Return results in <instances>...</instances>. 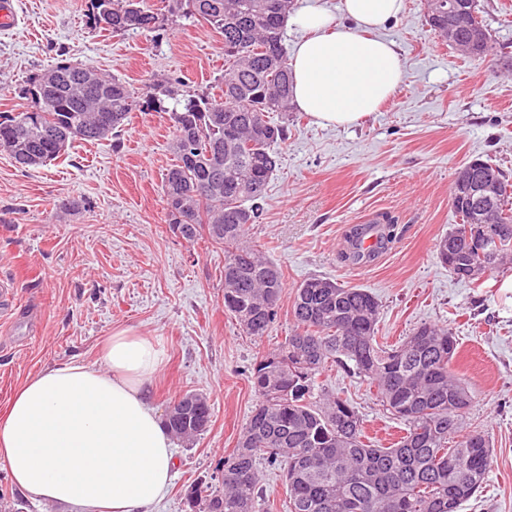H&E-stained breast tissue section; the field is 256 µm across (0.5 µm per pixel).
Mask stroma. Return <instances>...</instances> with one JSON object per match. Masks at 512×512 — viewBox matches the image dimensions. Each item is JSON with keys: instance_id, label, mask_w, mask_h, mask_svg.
<instances>
[{"instance_id": "35a3bbf8", "label": "stroma", "mask_w": 512, "mask_h": 512, "mask_svg": "<svg viewBox=\"0 0 512 512\" xmlns=\"http://www.w3.org/2000/svg\"><path fill=\"white\" fill-rule=\"evenodd\" d=\"M18 26L0 32V112L30 106L27 80L67 59L123 79L136 93L164 77L215 94L224 36L186 18L162 30L115 35L90 25L88 0H18ZM382 35L402 57L396 95L361 124L321 127L293 111L263 215L247 239L280 264L285 290L268 336H244L224 311V250L174 236L165 222L164 173L174 162L169 118L133 112L118 136L78 142L38 168L0 154V280L18 282L24 319L0 322V410L36 374L71 362L104 368L102 349L121 330L163 352L152 380L157 410L206 394L207 432L176 444L175 475L153 512H187L184 491L221 487L220 469L258 402L250 375L259 353L291 332L294 287L312 276L368 290L377 335L394 345L421 323L458 340L453 370L474 398L463 416L493 444L487 482L461 512H512V304L501 274L472 284L449 275L437 241L458 219L456 170L480 158L512 179V54L467 57L442 43L424 0H405ZM386 213L397 236L374 261H342L346 234L367 212ZM326 391L346 395L366 439L387 447L405 433L359 378L326 370Z\"/></svg>"}]
</instances>
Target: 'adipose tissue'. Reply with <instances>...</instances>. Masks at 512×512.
Masks as SVG:
<instances>
[{
	"label": "adipose tissue",
	"instance_id": "1",
	"mask_svg": "<svg viewBox=\"0 0 512 512\" xmlns=\"http://www.w3.org/2000/svg\"><path fill=\"white\" fill-rule=\"evenodd\" d=\"M403 8L341 0L335 13L312 0L288 18L305 34L291 62L293 101L315 124H359L393 96L401 59L378 32ZM103 359V371L73 362L28 379L0 412V460L31 499L71 512H151L174 475L172 436L150 390L161 350L123 331Z\"/></svg>",
	"mask_w": 512,
	"mask_h": 512
}]
</instances>
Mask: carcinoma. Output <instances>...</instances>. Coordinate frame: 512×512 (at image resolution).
<instances>
[{"mask_svg":"<svg viewBox=\"0 0 512 512\" xmlns=\"http://www.w3.org/2000/svg\"><path fill=\"white\" fill-rule=\"evenodd\" d=\"M453 14L431 9L427 22L454 48L470 56L496 50L477 0H450ZM294 0H168L170 16L194 18L224 35L221 95L181 89L182 81L154 80L142 95L119 78L67 60L33 76L25 95L30 108L0 114V152L20 168L38 167L65 155L78 141L94 143L120 132L132 112L170 113L176 157L164 174L162 194L169 231L190 242L224 247V312L247 336L269 334L285 288L278 263L248 245L249 226L259 223L265 188L276 171L275 146L286 139L292 112V72L282 38ZM107 16L114 34L152 32L160 14L144 0H90L89 20ZM485 39L466 50L474 29ZM173 101L172 107L164 106ZM280 119L273 120V115ZM497 187L476 205H453L460 223L437 244L439 261L458 280L471 276L468 228L493 227L487 249L497 252L489 272L512 264V184L498 174ZM377 245L363 252L367 230ZM393 224L355 225L344 261H371L387 247ZM380 305L369 291L312 277L294 288L291 334L255 363L252 386L260 400L238 448L224 461L222 490L188 489L189 512H256L261 496L258 465L280 469L288 512H458L486 482L493 452L488 434L467 429L463 414L472 393L451 364L457 340L446 328L423 323L397 346L380 343ZM337 368L376 390L382 407L406 426L393 448L364 441L361 416L351 402L329 394L318 376ZM164 420L171 434L190 444L211 424L201 393L170 403Z\"/></svg>","mask_w":512,"mask_h":512,"instance_id":"cac0c4a2","label":"carcinoma"}]
</instances>
